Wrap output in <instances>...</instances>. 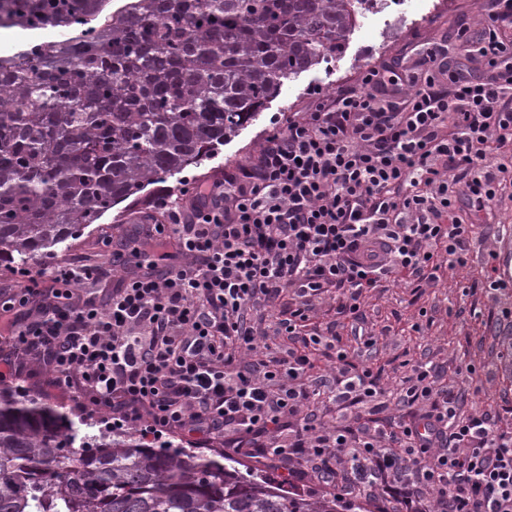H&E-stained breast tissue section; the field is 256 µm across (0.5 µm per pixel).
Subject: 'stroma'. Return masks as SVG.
Segmentation results:
<instances>
[{
  "instance_id": "stroma-1",
  "label": "stroma",
  "mask_w": 512,
  "mask_h": 512,
  "mask_svg": "<svg viewBox=\"0 0 512 512\" xmlns=\"http://www.w3.org/2000/svg\"><path fill=\"white\" fill-rule=\"evenodd\" d=\"M433 0H395V11L413 16L415 23L394 30L387 13L369 14L344 49L327 62L286 81L260 119L221 146L212 159L199 168H188L162 185H149L142 199L122 212H110L101 223L88 227L78 244L64 255L39 260V267L78 263L109 267L112 245L125 242L130 234L142 238L143 247L155 256L173 251V243L157 244L148 238V225L141 218L152 206L157 189L180 199L186 180L211 181L224 171L245 164L263 146L269 131L284 124L289 113L307 108L314 97L352 83L366 68L400 64L416 45L437 42L445 46L450 68H457L462 52L453 34L458 21L480 26L489 19L488 0H450L446 10L432 8ZM476 229L469 241L466 266L444 270L440 282L414 287L386 277L361 297L360 318L338 313L335 293L318 300L309 326L321 334L339 336L354 362L371 367L386 391L388 411L408 414L400 401L409 364L442 366L439 381L454 388L479 385L478 397L467 398L462 412L477 409L489 413L501 429L512 430V327L500 328L495 320L503 308L512 309V287L491 290L485 275L494 264L493 253L501 252L512 239V186L505 187L490 214L470 216ZM110 246H103L102 236ZM375 335L374 347L361 338ZM469 364L473 376L457 374L459 365Z\"/></svg>"
}]
</instances>
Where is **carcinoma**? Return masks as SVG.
Instances as JSON below:
<instances>
[{"label": "carcinoma", "instance_id": "1", "mask_svg": "<svg viewBox=\"0 0 512 512\" xmlns=\"http://www.w3.org/2000/svg\"><path fill=\"white\" fill-rule=\"evenodd\" d=\"M373 0H0V28L83 26L0 58V266L66 252L144 189L210 160L285 81L341 51ZM0 389V512H371L223 454L91 435Z\"/></svg>", "mask_w": 512, "mask_h": 512}]
</instances>
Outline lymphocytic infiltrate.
I'll list each match as a JSON object with an SVG mask.
<instances>
[{"label": "lymphocytic infiltrate", "mask_w": 512, "mask_h": 512, "mask_svg": "<svg viewBox=\"0 0 512 512\" xmlns=\"http://www.w3.org/2000/svg\"><path fill=\"white\" fill-rule=\"evenodd\" d=\"M458 40L486 75L455 71L427 49L417 63L372 66L353 84L273 127L260 152L213 182L188 183L189 203L158 194L153 208L180 254L159 267L137 238L105 300L82 294L99 269H14L21 296L0 303V329L17 354L109 411L115 428L220 439L231 455L310 467L339 497L337 460L358 462L359 481L403 512H512V432L485 412L460 416L462 392L411 367L403 403L422 412L386 416L370 368L336 336L307 331L314 297L337 290L357 314L365 289L400 274L437 283L464 265L471 225L457 210H490L506 168L493 156L512 142V0H491L478 37ZM291 295L280 323L291 346L254 359L252 313ZM336 361L329 399L368 406L381 421L361 437L331 428L312 399L315 348Z\"/></svg>", "instance_id": "f902f5d3"}]
</instances>
